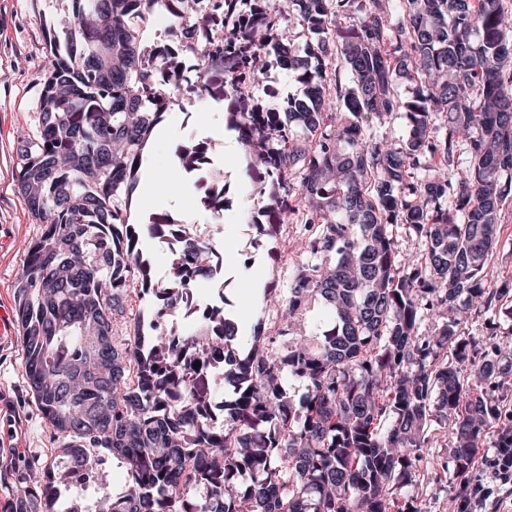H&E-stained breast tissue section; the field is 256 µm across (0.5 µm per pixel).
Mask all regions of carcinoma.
Segmentation results:
<instances>
[{
    "label": "carcinoma",
    "mask_w": 512,
    "mask_h": 512,
    "mask_svg": "<svg viewBox=\"0 0 512 512\" xmlns=\"http://www.w3.org/2000/svg\"><path fill=\"white\" fill-rule=\"evenodd\" d=\"M66 44L47 36L36 123L19 148L18 191L40 230L17 283L26 379L52 440L35 487L17 488V512H405L394 491L410 480L430 442L431 422L449 427L457 470L491 423L512 447V409L485 387L512 373V342L495 347L505 365L461 378L475 339L460 328L505 288L484 270L512 202V9L504 0H220L231 18L215 37L212 14L193 18L184 0H74ZM160 7L177 20L172 44L146 47L130 19ZM302 28L303 43L284 36ZM303 87L282 112L252 104L240 85L258 82L271 59ZM224 65L228 127L247 167L264 169L253 191L279 223L300 218L305 237L277 336L257 324L240 356L235 323L209 308L188 331L175 316L191 288L184 264L214 277L215 237L163 218L130 224L122 194L185 72L201 94ZM410 95L398 92L400 81ZM401 112V143L366 134ZM188 173L211 172L203 141L182 144ZM462 167L457 178L448 168ZM299 179L298 188L293 180ZM226 184L200 198L224 211ZM420 239L396 260L391 226ZM176 245L168 277L144 259V237ZM153 300L151 319L120 333L129 292ZM310 333L273 350L314 306ZM448 315L432 335L418 324ZM109 343L90 355V339ZM198 369H193L195 362ZM90 364L112 383L76 384ZM223 370L234 399L209 418L208 372ZM288 371L305 383L299 399ZM123 460L130 484L115 493L95 472L91 449ZM94 475L93 508L55 471Z\"/></svg>",
    "instance_id": "cac0c4a2"
}]
</instances>
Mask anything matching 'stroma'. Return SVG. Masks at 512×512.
<instances>
[{"mask_svg":"<svg viewBox=\"0 0 512 512\" xmlns=\"http://www.w3.org/2000/svg\"><path fill=\"white\" fill-rule=\"evenodd\" d=\"M69 20L65 0H0V512H14L18 480L50 449L49 433L25 382L16 315L23 258L39 231L17 189L18 148L21 135L35 126L36 79L48 64L44 31L51 27L65 34ZM300 90L287 69L274 65L251 86L250 95L259 107L276 110ZM159 126L161 131L151 134L142 160L161 190L147 195L135 187L125 200L128 221L145 224L153 214L166 213L199 236L211 233L213 224H222L223 268L216 281L199 283L197 292L209 302L215 290H223L228 300L225 313L238 322L236 348L247 353L256 324H263L265 335L275 336L280 308L267 303L266 291L272 288L277 296H287L298 261L294 248L300 227L286 224L273 233L258 228V221L266 217L267 200L253 191L243 148L236 132L227 128L223 102L183 85ZM187 138L206 141L213 171L222 173L230 187L220 216L199 208L203 189L196 176L176 162L175 148ZM486 273L492 287L512 283V206L501 214L500 242ZM463 332L485 346L495 345L512 334V305L473 311ZM430 435L434 442L421 462L420 476L399 490L398 497L414 500L419 512H454L462 475L446 473L438 482L431 478L435 462L452 461L454 442L437 423L431 425Z\"/></svg>","mask_w":512,"mask_h":512,"instance_id":"1","label":"stroma"}]
</instances>
